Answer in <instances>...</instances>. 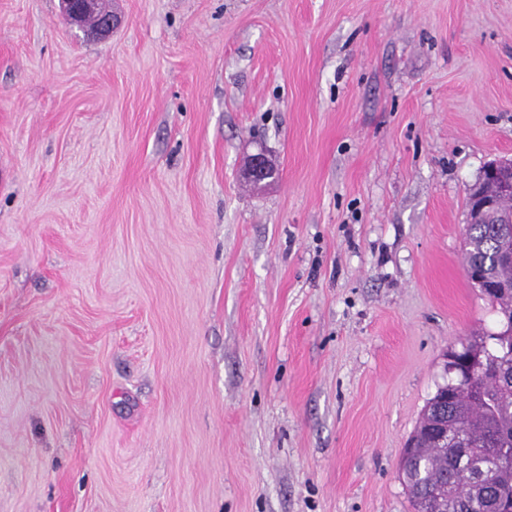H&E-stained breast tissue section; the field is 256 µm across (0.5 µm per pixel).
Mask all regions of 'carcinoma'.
<instances>
[{"mask_svg":"<svg viewBox=\"0 0 512 512\" xmlns=\"http://www.w3.org/2000/svg\"><path fill=\"white\" fill-rule=\"evenodd\" d=\"M467 270L500 286L480 288L499 317V329L460 341L458 353L474 366H492L474 382L449 379L437 385L410 437L402 479L413 512H502L512 501V265L496 262L499 224L465 225ZM448 432V447L438 436ZM487 471L471 482L461 468Z\"/></svg>","mask_w":512,"mask_h":512,"instance_id":"carcinoma-1","label":"carcinoma"}]
</instances>
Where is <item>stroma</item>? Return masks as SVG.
Instances as JSON below:
<instances>
[{
  "instance_id": "stroma-1",
  "label": "stroma",
  "mask_w": 512,
  "mask_h": 512,
  "mask_svg": "<svg viewBox=\"0 0 512 512\" xmlns=\"http://www.w3.org/2000/svg\"><path fill=\"white\" fill-rule=\"evenodd\" d=\"M109 7L0 0V512H412L512 0ZM60 7L70 25L83 31L86 19L100 11L98 0H60ZM243 176L249 183L255 186L262 184L265 180L272 177V172L263 153L253 154L249 165L243 172Z\"/></svg>"
}]
</instances>
